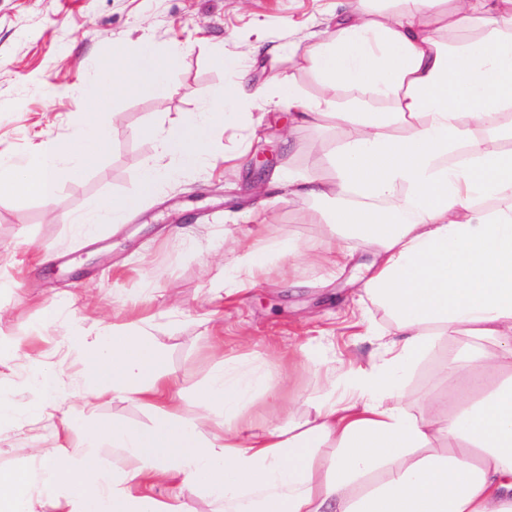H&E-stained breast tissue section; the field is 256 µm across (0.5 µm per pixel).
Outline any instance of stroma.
<instances>
[{
  "instance_id": "stroma-1",
  "label": "stroma",
  "mask_w": 512,
  "mask_h": 512,
  "mask_svg": "<svg viewBox=\"0 0 512 512\" xmlns=\"http://www.w3.org/2000/svg\"><path fill=\"white\" fill-rule=\"evenodd\" d=\"M336 0H0V155L24 162L47 138L69 139L88 110L79 87L115 52L150 44L159 56L181 55L166 97L137 95L110 101L104 120L111 140L96 163L65 180L51 202L33 195L0 196V336L18 350L0 354V390L14 415L0 420V468L24 471L36 449L54 446L52 422L25 423L35 402L25 354L53 353V363L76 374L81 364L57 355L58 341L80 335L94 339L102 324L151 325V343L180 391L182 408L193 413L196 390L218 361L251 360L254 352L298 347L296 356L272 373L285 398H256L248 410L255 426L278 417L301 418L328 388L329 368L367 367L380 349V330L389 329L385 309L367 307V325L351 311L362 294L357 267L370 263L352 251L335 274L304 260L285 262L280 272L246 292L225 297L224 262L217 252L225 231L297 239L304 246L327 244L325 229L303 223L313 200L290 198L276 186L282 168L300 178H327L325 154L344 137L343 128L323 122L293 126L285 109H251L250 155L269 150L263 176L252 163L238 167L216 161L207 170L189 169L155 195H143L142 161L153 155L148 129L171 130L200 111L205 95L228 75L213 45L243 54L252 63L253 83L292 78L306 98L321 87L312 72L313 32L322 30ZM129 197L138 205L125 224H102L95 239H82L73 222L102 198ZM192 239L184 249L181 238ZM87 297L80 313L64 312L51 326L42 314L48 302ZM458 354L440 340L406 377L402 402L415 409L427 399L445 404L439 372ZM151 410L132 401H105L93 424L152 426Z\"/></svg>"
}]
</instances>
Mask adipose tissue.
I'll list each match as a JSON object with an SVG mask.
<instances>
[{
  "mask_svg": "<svg viewBox=\"0 0 512 512\" xmlns=\"http://www.w3.org/2000/svg\"><path fill=\"white\" fill-rule=\"evenodd\" d=\"M372 3L345 0L319 31L321 97L303 98L289 81L251 85L247 66L225 57L232 81L179 128L156 133L141 171L153 193L208 166L217 131L244 128L254 105L291 110L300 124L344 127L326 157L331 179L280 173L290 195L328 201L306 221L324 225L341 249L311 255L292 239L260 248L237 240L224 288L235 292L293 257L333 269L348 251L372 252L363 290L392 326L369 368L349 369L340 393L305 419L257 429L246 416L254 396L283 397L272 353H255L251 367L222 361L187 415L162 353L145 338L117 324L91 342L68 337L60 351L92 380L79 395L83 408L123 398L152 409L156 421L143 430L90 428L80 452L58 444L38 449L29 472L1 470L0 512H34L42 500L54 512H191L180 497L151 495L161 479L202 490L224 512H512V151L475 134L512 113V0H390L383 11ZM440 15L453 27L477 26L481 37L448 45L431 27ZM175 62L146 45L114 54L84 90L89 108L73 138L41 141L23 164L0 156V195L51 201L106 148L110 132L97 114L108 96L164 95ZM378 100L390 109H376ZM442 338L460 346L442 374L455 385L448 407L411 411L403 379ZM28 361L34 417L74 431L63 373L45 354ZM105 447L109 466L99 455Z\"/></svg>",
  "mask_w": 512,
  "mask_h": 512,
  "instance_id": "ef3b65f1",
  "label": "adipose tissue"
}]
</instances>
